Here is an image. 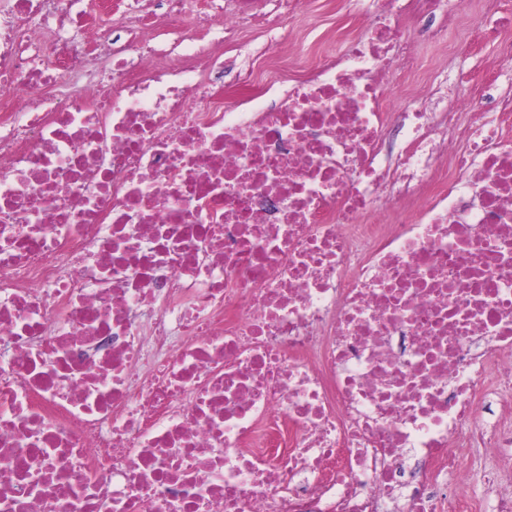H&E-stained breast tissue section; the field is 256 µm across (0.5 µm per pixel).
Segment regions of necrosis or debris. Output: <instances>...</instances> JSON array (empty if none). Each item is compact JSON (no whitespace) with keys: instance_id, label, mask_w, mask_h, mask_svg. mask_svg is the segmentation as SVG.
I'll return each instance as SVG.
<instances>
[{"instance_id":"necrosis-or-debris-1","label":"necrosis or debris","mask_w":512,"mask_h":512,"mask_svg":"<svg viewBox=\"0 0 512 512\" xmlns=\"http://www.w3.org/2000/svg\"><path fill=\"white\" fill-rule=\"evenodd\" d=\"M164 2L128 24L206 26L207 73L0 0V512H512L467 489L512 456V96L386 100L448 0L232 104L238 14ZM500 467L503 470L500 472V484L502 491L512 492V466L505 467L503 461L489 456L484 449L479 448L474 451V466L473 477L475 486L478 484L481 473L484 469Z\"/></svg>"}]
</instances>
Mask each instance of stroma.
<instances>
[{"instance_id": "35a3bbf8", "label": "stroma", "mask_w": 512, "mask_h": 512, "mask_svg": "<svg viewBox=\"0 0 512 512\" xmlns=\"http://www.w3.org/2000/svg\"><path fill=\"white\" fill-rule=\"evenodd\" d=\"M486 15L487 0H460L455 17L445 23V39L438 43L427 40L421 22L400 20L404 38L418 45L425 66L416 78L420 85L418 99H410L404 87L391 85L389 100L393 108L430 109V92L437 88L447 109H454L458 98L466 97L489 112L493 97L512 93V65L497 61L495 43L483 35L481 23ZM285 26L305 53H326L332 51L339 33L355 30L356 19L346 12L341 0H308L305 10L287 20ZM279 41V32L253 21L242 23L224 36V67H238L259 50L278 47Z\"/></svg>"}]
</instances>
